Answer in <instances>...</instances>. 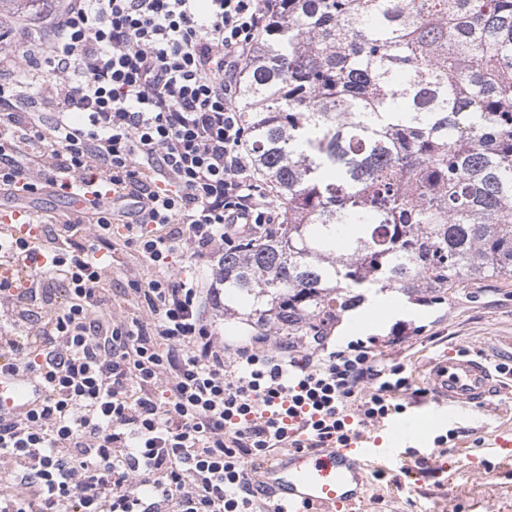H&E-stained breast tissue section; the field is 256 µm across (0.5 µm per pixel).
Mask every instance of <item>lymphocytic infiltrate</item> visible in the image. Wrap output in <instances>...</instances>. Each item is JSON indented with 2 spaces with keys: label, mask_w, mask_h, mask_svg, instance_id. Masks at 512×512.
<instances>
[{
  "label": "lymphocytic infiltrate",
  "mask_w": 512,
  "mask_h": 512,
  "mask_svg": "<svg viewBox=\"0 0 512 512\" xmlns=\"http://www.w3.org/2000/svg\"><path fill=\"white\" fill-rule=\"evenodd\" d=\"M272 6L67 0L0 58V189L93 195L28 215L38 237H0V373L45 389L0 408V512H257L246 474L288 447L292 420L324 448L354 435L349 415L401 413L404 368L370 341L301 364L297 343L260 336L225 363L202 314L216 289L171 270L179 251L211 259L281 219L235 105ZM121 247L155 275L116 298L106 259Z\"/></svg>",
  "instance_id": "obj_1"
}]
</instances>
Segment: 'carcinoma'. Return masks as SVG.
Segmentation results:
<instances>
[{
  "label": "carcinoma",
  "mask_w": 512,
  "mask_h": 512,
  "mask_svg": "<svg viewBox=\"0 0 512 512\" xmlns=\"http://www.w3.org/2000/svg\"><path fill=\"white\" fill-rule=\"evenodd\" d=\"M239 103L282 215L217 274L251 335L315 344L369 290L512 283V0H276Z\"/></svg>",
  "instance_id": "carcinoma-1"
}]
</instances>
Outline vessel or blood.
<instances>
[{"mask_svg": "<svg viewBox=\"0 0 512 512\" xmlns=\"http://www.w3.org/2000/svg\"><path fill=\"white\" fill-rule=\"evenodd\" d=\"M424 376L435 427L455 425L460 410L485 409L502 389L485 360L469 353L434 359ZM43 396L44 388L35 379L0 374V400L7 407H27ZM379 430V435L362 433L337 447L287 449L253 470L250 489L267 499L268 512H346L361 500L369 470L398 477L409 468L408 450L426 440L403 417Z\"/></svg>", "mask_w": 512, "mask_h": 512, "instance_id": "obj_1", "label": "vessel or blood"}]
</instances>
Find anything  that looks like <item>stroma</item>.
<instances>
[{
    "label": "stroma",
    "instance_id": "1",
    "mask_svg": "<svg viewBox=\"0 0 512 512\" xmlns=\"http://www.w3.org/2000/svg\"><path fill=\"white\" fill-rule=\"evenodd\" d=\"M399 329L404 339L392 344ZM371 336L410 376L448 350L479 352L500 364L512 359V287L489 283L441 305H419L417 315L395 319ZM509 428L512 392L494 410L467 412L451 426L445 455H437L435 438H428L417 455L429 463L414 466L411 477L395 482L371 475L361 512H512V460L490 453L495 436Z\"/></svg>",
    "mask_w": 512,
    "mask_h": 512
}]
</instances>
